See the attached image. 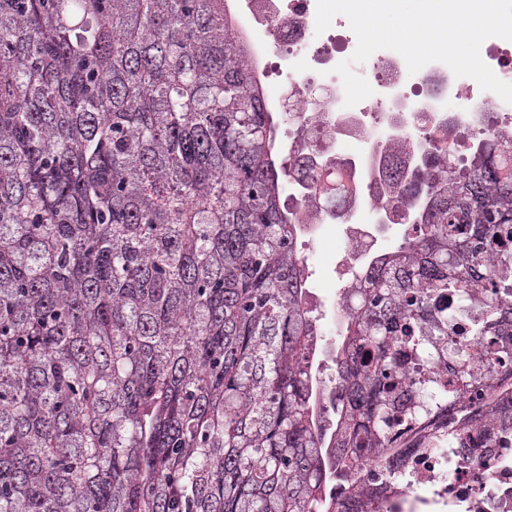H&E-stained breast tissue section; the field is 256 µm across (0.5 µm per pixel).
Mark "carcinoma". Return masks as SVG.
Returning a JSON list of instances; mask_svg holds the SVG:
<instances>
[{"instance_id": "obj_1", "label": "carcinoma", "mask_w": 512, "mask_h": 512, "mask_svg": "<svg viewBox=\"0 0 512 512\" xmlns=\"http://www.w3.org/2000/svg\"><path fill=\"white\" fill-rule=\"evenodd\" d=\"M225 0H0V512H341L327 483L473 380L448 300L512 329V137L391 163L419 236L357 289L334 422L275 121ZM512 370V345L494 347ZM454 379L408 384L405 364Z\"/></svg>"}]
</instances>
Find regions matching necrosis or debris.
Returning a JSON list of instances; mask_svg holds the SVG:
<instances>
[{
	"instance_id": "necrosis-or-debris-1",
	"label": "necrosis or debris",
	"mask_w": 512,
	"mask_h": 512,
	"mask_svg": "<svg viewBox=\"0 0 512 512\" xmlns=\"http://www.w3.org/2000/svg\"><path fill=\"white\" fill-rule=\"evenodd\" d=\"M317 0H229L228 18L249 47L248 59L266 76L270 58L283 63L295 88L292 98L269 101L271 111L290 113L288 158L324 173H339L349 188L339 206L326 207L321 192L298 177L288 180V204L300 220L295 241L304 266H311L316 246L326 238L339 242L333 263L336 295L326 299L308 289L313 310L327 309V322L313 326V362L323 367L348 316L347 289L359 286L394 251L393 239L414 237L417 227L403 223L419 203L409 199L394 210L387 167L404 160L407 173L419 165L423 141L447 146L454 160L468 157L477 143L512 134V103L482 90L469 77H455L447 65L429 63L420 73L421 112H413L405 89L408 67L397 52L380 49L352 71L367 80L373 93L346 106L336 66L350 61L357 48L354 32L336 21L335 32L317 33ZM358 149L341 153L340 143ZM504 378L492 370L456 399L448 416L462 418L490 402ZM479 444L465 452L445 446L412 448L400 458L401 482L388 481L375 463H367L359 497L336 489L345 512H416L437 504L448 512H512V410L484 415L473 432Z\"/></svg>"
}]
</instances>
